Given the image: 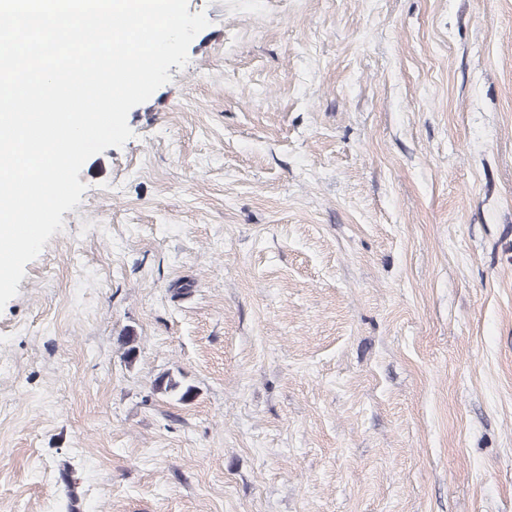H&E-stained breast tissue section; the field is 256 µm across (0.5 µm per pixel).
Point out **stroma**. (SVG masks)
I'll use <instances>...</instances> for the list:
<instances>
[{"instance_id": "35a3bbf8", "label": "stroma", "mask_w": 512, "mask_h": 512, "mask_svg": "<svg viewBox=\"0 0 512 512\" xmlns=\"http://www.w3.org/2000/svg\"><path fill=\"white\" fill-rule=\"evenodd\" d=\"M188 7L0 309V512H512V0Z\"/></svg>"}]
</instances>
